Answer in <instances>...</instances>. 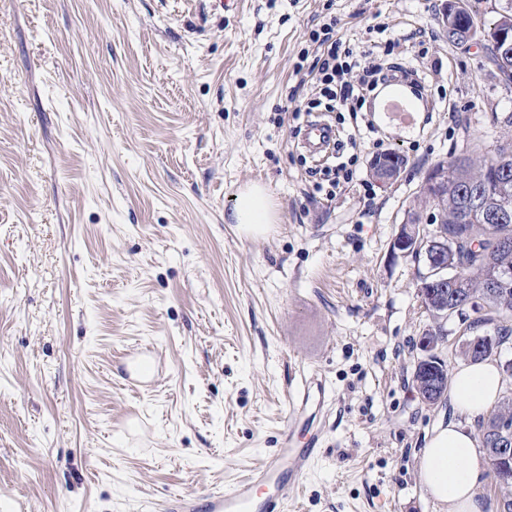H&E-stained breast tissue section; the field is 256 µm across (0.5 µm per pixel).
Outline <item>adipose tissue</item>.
I'll return each mask as SVG.
<instances>
[{
    "mask_svg": "<svg viewBox=\"0 0 512 512\" xmlns=\"http://www.w3.org/2000/svg\"><path fill=\"white\" fill-rule=\"evenodd\" d=\"M231 218L246 235L261 236L276 223L277 213L265 187L252 184L237 195ZM502 389L501 371L490 360L458 369L452 376L450 391L459 418L439 424L426 436L420 458L422 485L441 512H481L477 494L487 465L466 420L492 406Z\"/></svg>",
    "mask_w": 512,
    "mask_h": 512,
    "instance_id": "obj_1",
    "label": "adipose tissue"
}]
</instances>
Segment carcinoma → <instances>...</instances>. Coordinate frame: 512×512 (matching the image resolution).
<instances>
[{"instance_id":"cac0c4a2","label":"carcinoma","mask_w":512,"mask_h":512,"mask_svg":"<svg viewBox=\"0 0 512 512\" xmlns=\"http://www.w3.org/2000/svg\"><path fill=\"white\" fill-rule=\"evenodd\" d=\"M441 172L442 190L438 204L448 214L444 224L432 231L436 245L433 263L438 272V293L424 300L425 308L436 318L447 307L467 308L476 305V317L468 320L461 313L465 331L487 327V334L503 346L512 335V246L498 245L502 239L512 242V141H505L481 155L468 152L452 155L436 164ZM430 204L423 199L408 210L410 223L402 226L399 239L412 241L420 234L416 222L420 210ZM417 394L434 404L448 388V369L438 355L415 367ZM512 425V393L487 417L477 420L478 439L483 448L492 482L501 500L497 512H512V476L502 475L498 428Z\"/></svg>"}]
</instances>
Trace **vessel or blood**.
I'll use <instances>...</instances> for the list:
<instances>
[{"instance_id": "vessel-or-blood-1", "label": "vessel or blood", "mask_w": 512, "mask_h": 512, "mask_svg": "<svg viewBox=\"0 0 512 512\" xmlns=\"http://www.w3.org/2000/svg\"><path fill=\"white\" fill-rule=\"evenodd\" d=\"M335 138L334 126L315 120L305 127L301 144L311 155L318 156ZM318 443V435H310L307 449L302 452L297 450L292 433H285L278 451L235 488L202 497L190 492L172 494L165 502L164 512H281L282 490L306 469L310 451Z\"/></svg>"}]
</instances>
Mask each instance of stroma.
<instances>
[{
    "instance_id": "35a3bbf8",
    "label": "stroma",
    "mask_w": 512,
    "mask_h": 512,
    "mask_svg": "<svg viewBox=\"0 0 512 512\" xmlns=\"http://www.w3.org/2000/svg\"><path fill=\"white\" fill-rule=\"evenodd\" d=\"M443 0H0V512H163L256 470L303 382L321 443L284 512H440L418 457L448 398L414 385L423 336L465 365L459 322L393 254L426 171L512 139L484 42ZM417 71L422 111L304 112L314 31ZM335 125V197L300 145ZM403 155L386 184L372 163ZM268 185L279 222H231ZM154 353L147 387L134 360Z\"/></svg>"
}]
</instances>
